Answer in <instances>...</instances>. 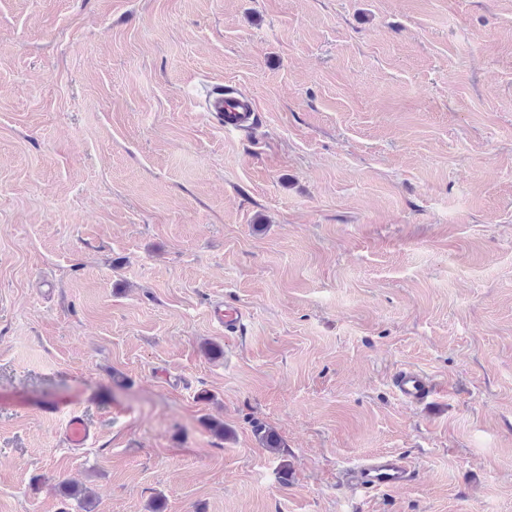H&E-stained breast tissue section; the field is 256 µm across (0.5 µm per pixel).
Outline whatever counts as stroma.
<instances>
[{"label":"stroma","instance_id":"stroma-1","mask_svg":"<svg viewBox=\"0 0 512 512\" xmlns=\"http://www.w3.org/2000/svg\"><path fill=\"white\" fill-rule=\"evenodd\" d=\"M378 453L413 481L357 490ZM64 480L92 512H512V0H0V512H80ZM211 122L224 131L248 132L255 121V101L243 94L224 95L223 87L214 86L203 104ZM210 322L227 336L241 332L247 320L246 311L237 305L224 303V299L213 300L209 305ZM393 386L398 395L409 403L423 402L434 392L433 382L430 378L412 368L399 370L394 375ZM64 440L73 448L83 446L91 437V429L82 416L71 414L64 428Z\"/></svg>","mask_w":512,"mask_h":512}]
</instances>
